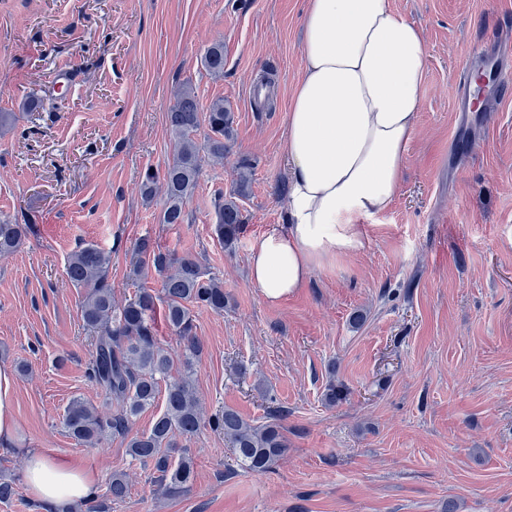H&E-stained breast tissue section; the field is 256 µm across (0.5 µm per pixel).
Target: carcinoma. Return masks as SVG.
<instances>
[{"label": "carcinoma", "instance_id": "cac0c4a2", "mask_svg": "<svg viewBox=\"0 0 512 512\" xmlns=\"http://www.w3.org/2000/svg\"><path fill=\"white\" fill-rule=\"evenodd\" d=\"M203 64L211 74L224 75V43H213ZM167 124L172 159L162 171L146 168L140 191L148 202L157 194L162 196L160 223L183 224L187 219L186 204L199 186L202 163L222 162L230 152L234 113L222 98L212 101L207 112H200L196 96L187 88L178 92L167 112ZM237 172L234 193L240 196L248 189L252 167L241 160ZM213 207L214 233L230 250L244 224L243 214L237 202L222 193L214 199ZM27 230L26 224L0 221V256L13 253ZM132 255L127 280L136 290L120 301L114 297L108 252L94 244H84L67 259L68 280L83 290L81 318L92 334L95 348L87 377L95 386L98 402L73 398L65 409L63 426L82 445H92L107 435L128 439L130 456L143 463L154 462L161 491L177 496L190 491L193 461L182 455L172 462L166 450L179 447L181 439L194 437L203 423L192 380L193 366L200 362L203 352L193 309L220 314L224 312L226 295L221 279L209 273L197 258L164 251L150 236L133 244ZM152 273L160 278L159 292L142 284ZM160 304L165 306L170 329L179 338L177 351L164 347L158 339L154 314ZM177 363L181 370L175 376L172 370ZM160 398L164 408L150 430L128 437L130 420ZM208 424L224 434L241 466L253 473L269 472L288 448L284 428L275 415L257 424L226 407L212 415ZM108 493L114 500L126 495L124 473H112Z\"/></svg>", "mask_w": 512, "mask_h": 512}]
</instances>
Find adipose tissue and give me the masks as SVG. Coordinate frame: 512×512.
Listing matches in <instances>:
<instances>
[{"label": "adipose tissue", "instance_id": "obj_1", "mask_svg": "<svg viewBox=\"0 0 512 512\" xmlns=\"http://www.w3.org/2000/svg\"><path fill=\"white\" fill-rule=\"evenodd\" d=\"M301 53L284 133V225L249 250V281L271 304L363 250L365 220L387 211L401 187L426 66L420 28L388 0H305ZM23 481L55 507L88 501L96 485L93 473L39 451Z\"/></svg>", "mask_w": 512, "mask_h": 512}]
</instances>
